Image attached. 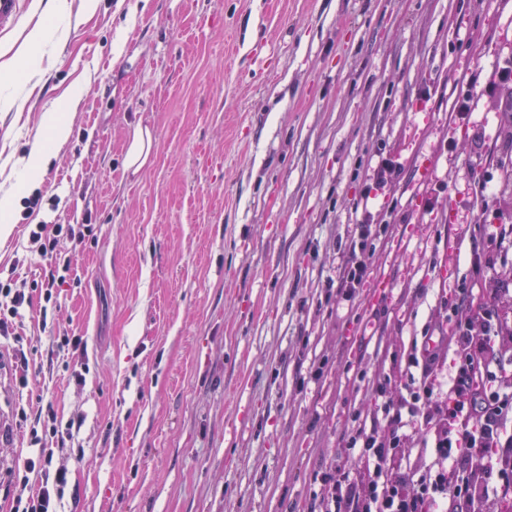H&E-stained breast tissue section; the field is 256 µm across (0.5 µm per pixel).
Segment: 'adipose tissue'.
<instances>
[{
  "label": "adipose tissue",
  "mask_w": 512,
  "mask_h": 512,
  "mask_svg": "<svg viewBox=\"0 0 512 512\" xmlns=\"http://www.w3.org/2000/svg\"><path fill=\"white\" fill-rule=\"evenodd\" d=\"M79 99L77 96H70L65 103L64 112L44 113L41 125L50 134L49 142L37 141L31 147L28 157L23 161L16 183L10 191L0 197V237H7L11 230L14 218L11 212L10 201L13 195L23 191L27 184L32 181L43 169L52 155L54 148L65 144L70 136V124L65 118V111L76 110Z\"/></svg>",
  "instance_id": "obj_1"
}]
</instances>
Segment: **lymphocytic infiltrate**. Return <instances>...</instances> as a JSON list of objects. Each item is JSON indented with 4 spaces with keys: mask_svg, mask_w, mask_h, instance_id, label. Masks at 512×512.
<instances>
[{
    "mask_svg": "<svg viewBox=\"0 0 512 512\" xmlns=\"http://www.w3.org/2000/svg\"><path fill=\"white\" fill-rule=\"evenodd\" d=\"M378 233L356 220L337 268V286L354 301L370 283ZM470 257L471 273L441 292L435 320L420 347L395 359L371 379L373 406L354 414L347 446L365 470L352 477L342 465L326 467L314 480L320 512H512V223L498 221ZM32 296L0 282V346L11 349L28 389L33 347L19 331ZM27 428L32 453L22 465L0 469V492L12 512H60L68 471L53 464L47 440L65 445L72 424L53 409L12 412ZM41 477L27 493L29 474Z\"/></svg>",
    "mask_w": 512,
    "mask_h": 512,
    "instance_id": "obj_1",
    "label": "lymphocytic infiltrate"
}]
</instances>
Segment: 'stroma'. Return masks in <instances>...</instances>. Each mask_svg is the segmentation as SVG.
I'll use <instances>...</instances> for the list:
<instances>
[{"label": "stroma", "mask_w": 512, "mask_h": 512, "mask_svg": "<svg viewBox=\"0 0 512 512\" xmlns=\"http://www.w3.org/2000/svg\"><path fill=\"white\" fill-rule=\"evenodd\" d=\"M37 2L0 31V51L46 32L38 80L0 90L23 101L0 110V184L44 138L43 113L81 102L15 202L0 271L44 279L34 225L93 227L79 245L60 237L59 309L33 298L21 329L35 394L74 424L54 451L63 512H313L314 473L371 402L346 363L409 351L448 285L449 237L472 227L466 259L494 212L512 218V119L483 88L512 60V0H70L65 18ZM138 124L153 148L135 174ZM381 151L403 166L389 216L363 195ZM488 171L482 202L470 184ZM362 209L390 226L375 265L395 286L383 304L368 288L325 303ZM58 336L84 347L58 351ZM12 380L1 360L6 463L31 452ZM153 143V136L148 127L137 125L133 130L126 152L125 166L128 170L138 172L147 162Z\"/></svg>", "instance_id": "1"}]
</instances>
